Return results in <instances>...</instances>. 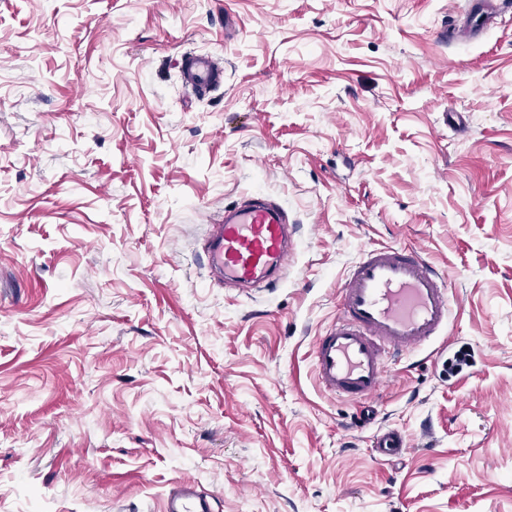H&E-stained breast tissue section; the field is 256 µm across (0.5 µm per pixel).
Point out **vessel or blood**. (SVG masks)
I'll use <instances>...</instances> for the list:
<instances>
[{"instance_id":"vessel-or-blood-1","label":"vessel or blood","mask_w":512,"mask_h":512,"mask_svg":"<svg viewBox=\"0 0 512 512\" xmlns=\"http://www.w3.org/2000/svg\"><path fill=\"white\" fill-rule=\"evenodd\" d=\"M498 0H469L467 32L482 36L494 26ZM183 78L205 94L221 87L224 68L210 54L186 56ZM285 209L268 197L225 208L207 240V260L226 283L265 287L288 263ZM459 304L452 279L420 252L399 246L364 250L338 286L339 318L312 346L319 384L342 399L373 402L384 386L387 357L412 354L448 331ZM380 456L403 454L409 442L394 428L377 432ZM163 512H212L196 484L184 483L168 493Z\"/></svg>"}]
</instances>
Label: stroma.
Here are the masks:
<instances>
[{
	"label": "stroma",
	"mask_w": 512,
	"mask_h": 512,
	"mask_svg": "<svg viewBox=\"0 0 512 512\" xmlns=\"http://www.w3.org/2000/svg\"><path fill=\"white\" fill-rule=\"evenodd\" d=\"M506 2L462 43L467 0H0V512H162L185 482L214 512H512ZM250 193L296 251L242 291L204 246ZM380 245L460 307L362 426L311 350ZM183 78L193 90L206 94L221 87L224 68L212 54H189L182 68ZM374 448L384 458H391L403 454L410 447L408 439L394 428H381L375 435Z\"/></svg>",
	"instance_id": "1"
}]
</instances>
